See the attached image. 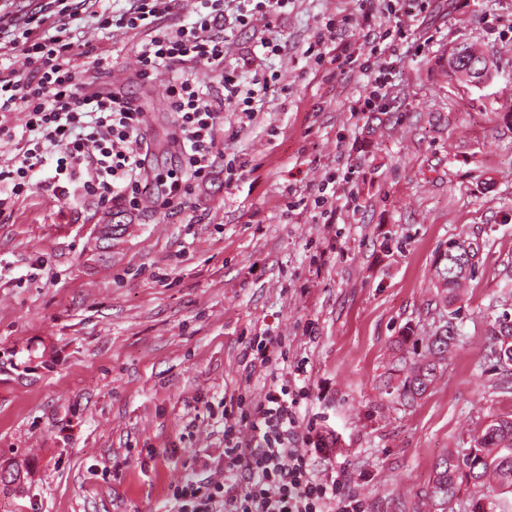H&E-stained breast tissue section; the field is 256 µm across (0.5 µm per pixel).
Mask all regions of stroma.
<instances>
[{
    "mask_svg": "<svg viewBox=\"0 0 512 512\" xmlns=\"http://www.w3.org/2000/svg\"><path fill=\"white\" fill-rule=\"evenodd\" d=\"M291 0L272 27L235 30L274 82L243 127L224 112L225 159L249 172L200 185L187 207L137 211L33 189L0 215V512H161L187 462L224 473V399L256 402L244 359L259 332L312 374L307 416L347 462L368 512H413L436 461L512 415L485 369L487 329L512 314V0ZM336 44L370 54L402 21L428 42L396 63L383 110L351 115L367 78L305 58L326 18ZM77 27L149 119L154 173L175 164L160 69L133 80L141 37ZM467 42L490 58L482 83L448 69ZM336 179L333 223L312 202ZM125 225L89 255L105 221ZM481 245L443 372L417 402L393 389L405 327L442 325L431 279L452 238Z\"/></svg>",
    "mask_w": 512,
    "mask_h": 512,
    "instance_id": "stroma-1",
    "label": "stroma"
}]
</instances>
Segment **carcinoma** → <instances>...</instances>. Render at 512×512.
Wrapping results in <instances>:
<instances>
[{
	"label": "carcinoma",
	"mask_w": 512,
	"mask_h": 512,
	"mask_svg": "<svg viewBox=\"0 0 512 512\" xmlns=\"http://www.w3.org/2000/svg\"><path fill=\"white\" fill-rule=\"evenodd\" d=\"M446 269L435 267V297L448 312L445 325L423 338V350L413 351L409 372L397 387L398 397L410 404L422 396L448 360V351L456 339L452 319L462 300L461 290L476 265L444 254L438 258ZM489 354L486 362L495 371V385L507 390L512 386V320L496 319L487 330ZM472 489V512H486L483 501L489 493L512 492V416L492 420L463 452H448L435 464L432 484L422 507L426 512H447L462 485Z\"/></svg>",
	"instance_id": "carcinoma-1"
}]
</instances>
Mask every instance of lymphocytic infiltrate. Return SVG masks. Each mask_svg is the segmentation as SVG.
<instances>
[{
	"label": "lymphocytic infiltrate",
	"instance_id": "f902f5d3",
	"mask_svg": "<svg viewBox=\"0 0 512 512\" xmlns=\"http://www.w3.org/2000/svg\"><path fill=\"white\" fill-rule=\"evenodd\" d=\"M97 2L40 0L23 17L0 15V45L21 52L28 64L24 72L0 68V112L24 114L21 129L0 122V143L15 149L0 164V213L36 186L68 199L75 183L101 204L118 200L136 210L150 200L171 209L183 206L216 169H223L228 183L243 175V167L224 159V108L233 106L241 123L253 122L254 102L266 94L268 79L257 73L242 84L241 73L254 56L228 64L227 33L257 20L273 22L289 0H237L231 13L225 0H194L187 22L177 26L167 19L182 11L183 0H131L119 11L97 9ZM83 11L101 29L142 34L139 83H149L159 68L175 70L165 90L179 151L175 169L147 175L143 110L127 89L108 85L106 70L85 77L79 61L94 48L71 29ZM395 51V43H388L360 63L371 89L354 101L352 112L371 111L385 100ZM245 357L250 370L263 376L264 396L225 410L223 477L202 480L186 465L168 512H365L362 498L348 490L347 465L326 474L314 467L330 446L316 421L302 417L311 396L305 361L289 362L269 336L254 337Z\"/></svg>",
	"mask_w": 512,
	"mask_h": 512
}]
</instances>
